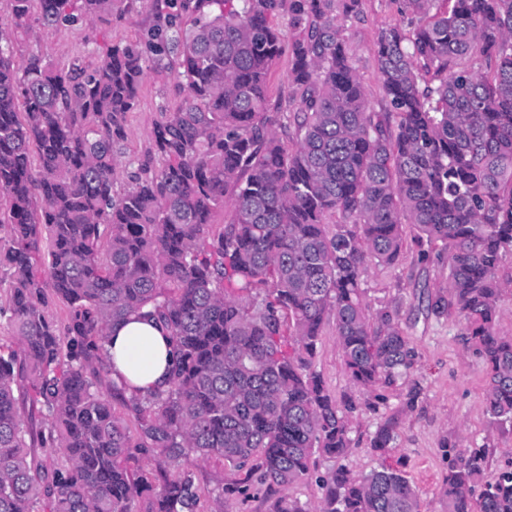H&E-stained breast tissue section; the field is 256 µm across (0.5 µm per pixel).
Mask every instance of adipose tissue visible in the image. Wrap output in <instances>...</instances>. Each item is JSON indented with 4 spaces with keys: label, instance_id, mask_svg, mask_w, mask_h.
Instances as JSON below:
<instances>
[{
    "label": "adipose tissue",
    "instance_id": "ef3b65f1",
    "mask_svg": "<svg viewBox=\"0 0 512 512\" xmlns=\"http://www.w3.org/2000/svg\"><path fill=\"white\" fill-rule=\"evenodd\" d=\"M106 349L118 388L129 394L166 389L173 346L159 323L130 316L112 327Z\"/></svg>",
    "mask_w": 512,
    "mask_h": 512
}]
</instances>
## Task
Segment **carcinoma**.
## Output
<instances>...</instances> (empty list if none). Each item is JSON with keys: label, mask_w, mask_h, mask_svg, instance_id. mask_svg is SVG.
I'll use <instances>...</instances> for the list:
<instances>
[{"label": "carcinoma", "mask_w": 512, "mask_h": 512, "mask_svg": "<svg viewBox=\"0 0 512 512\" xmlns=\"http://www.w3.org/2000/svg\"><path fill=\"white\" fill-rule=\"evenodd\" d=\"M10 0L0 19V285L18 348L0 343V512H201L191 460L218 458L287 488L317 458L350 449V425L314 368L332 313L351 382L406 378L409 337L372 318L361 276L394 264L404 225L448 254V288L429 299L463 317L487 367L485 411L512 426V336L496 331L512 251V0H395L420 24L383 30L375 48L387 114L373 112L343 36L358 0H140L137 42L95 62L56 65L12 42L32 29L106 20L135 0ZM288 12L294 148L268 115V73L282 53L271 25ZM186 92L160 107L150 158L114 191L146 72ZM230 221L212 230L216 212ZM43 253L49 278L33 272ZM67 307L64 326L46 315ZM154 317L176 352L169 386L131 397L129 434L102 391L109 329ZM29 405L49 434L25 423ZM394 422L371 447L386 455ZM60 457L51 469L35 448ZM444 512H512V471L483 481L477 449H445ZM136 453L171 467L157 485ZM317 512H420L404 473L319 477Z\"/></svg>", "instance_id": "cac0c4a2"}]
</instances>
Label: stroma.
<instances>
[{
  "mask_svg": "<svg viewBox=\"0 0 512 512\" xmlns=\"http://www.w3.org/2000/svg\"><path fill=\"white\" fill-rule=\"evenodd\" d=\"M149 20L145 8L113 13L105 21L42 27L34 39H19L17 56L43 53L56 64L73 59H95L107 48L138 39ZM396 0H359L358 15L346 20L343 36L353 56L371 111L384 112L385 96L378 76L375 47L381 31L402 23ZM184 98L174 80L149 72L139 91V105L127 116V138L120 146L121 168L115 190L129 183L127 163L147 160L161 104L177 105ZM448 286V262L438 247L421 239L413 225L404 227V243L394 265L368 262L361 287L371 312H389L409 337L415 365L409 377L395 385H378L366 392L349 379L337 341L333 318H325L315 360L327 390L337 402L351 405V445L344 457L320 461L325 473L344 466L365 474L387 464L405 472L418 492L422 512H442L441 492L448 474L445 447L481 448L486 454L485 477L494 479L512 461V428L490 423L483 397L487 387L483 361L467 350L463 321L457 314H434L428 298ZM397 424V437L389 452L380 456L370 441L386 420ZM201 508L216 494L224 496V512H275L280 500H294L313 512L321 490L310 478L285 489H267L258 478L219 460L192 466Z\"/></svg>",
  "mask_w": 512,
  "mask_h": 512,
  "instance_id": "35a3bbf8",
  "label": "stroma"
}]
</instances>
